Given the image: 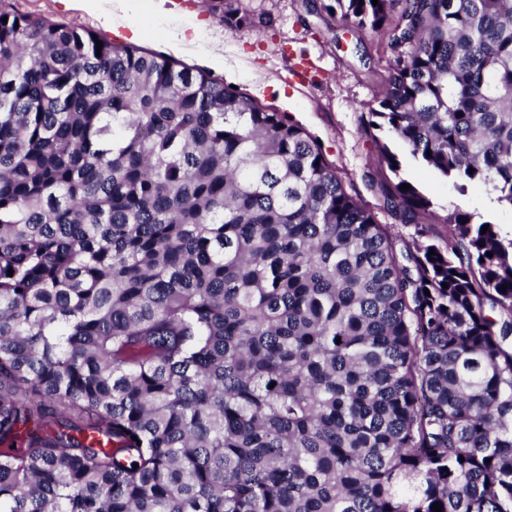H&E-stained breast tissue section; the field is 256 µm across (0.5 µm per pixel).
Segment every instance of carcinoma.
Listing matches in <instances>:
<instances>
[{
	"mask_svg": "<svg viewBox=\"0 0 512 512\" xmlns=\"http://www.w3.org/2000/svg\"><path fill=\"white\" fill-rule=\"evenodd\" d=\"M323 9L391 31L407 236L288 113L0 6V512H512V236L390 148L512 208V0ZM402 163L401 176L416 186L432 202V210L439 216L445 214L448 201H463L468 211L478 213L485 220L499 224L504 233H512V211L503 209L491 200L480 186L469 187L461 196L450 181L437 177L428 167L409 162L396 150Z\"/></svg>",
	"mask_w": 512,
	"mask_h": 512,
	"instance_id": "cac0c4a2",
	"label": "carcinoma"
}]
</instances>
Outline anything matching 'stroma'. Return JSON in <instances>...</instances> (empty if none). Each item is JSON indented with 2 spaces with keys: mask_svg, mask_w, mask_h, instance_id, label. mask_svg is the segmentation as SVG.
<instances>
[{
  "mask_svg": "<svg viewBox=\"0 0 512 512\" xmlns=\"http://www.w3.org/2000/svg\"><path fill=\"white\" fill-rule=\"evenodd\" d=\"M4 2L21 13L82 26L115 42L132 41L145 51L172 55L185 66L211 71L262 105L289 113L318 139L348 192L376 209L378 198L367 176L377 170V148L364 131V105L373 100L390 71L386 33L356 32L321 11L324 0H233L250 17L249 25L233 34L197 0H165L160 8L155 0H141L139 10L126 22L103 19L104 14L118 12V0H99L92 11L85 9L82 0ZM170 19L201 25L219 47L223 66H214L204 47L170 45L164 31ZM133 23L144 31L136 41L129 30ZM401 175L432 201L437 215H444L448 202L460 199L468 211L512 233V211L499 207L483 188L472 186L466 195H459L450 181L409 161L403 162Z\"/></svg>",
  "mask_w": 512,
  "mask_h": 512,
  "instance_id": "35a3bbf8",
  "label": "stroma"
}]
</instances>
